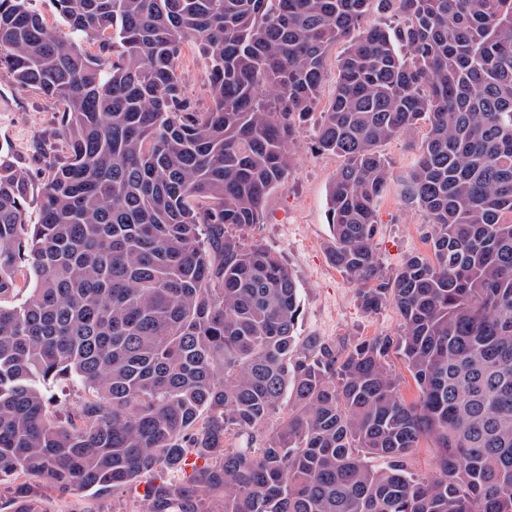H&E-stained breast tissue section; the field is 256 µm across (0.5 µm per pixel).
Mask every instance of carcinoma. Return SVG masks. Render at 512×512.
I'll use <instances>...</instances> for the list:
<instances>
[{
	"instance_id": "cac0c4a2",
	"label": "carcinoma",
	"mask_w": 512,
	"mask_h": 512,
	"mask_svg": "<svg viewBox=\"0 0 512 512\" xmlns=\"http://www.w3.org/2000/svg\"><path fill=\"white\" fill-rule=\"evenodd\" d=\"M369 2L56 0L62 38L0 0V66L59 102L67 146L38 184L0 154V486L116 497L150 474L142 512H512V0H380L400 25L362 30ZM189 42L205 110L178 74ZM309 123L344 158L330 261L398 336L298 348L292 271L232 233ZM423 123L401 195L430 253L386 276L378 147ZM59 376L82 393L63 421ZM424 438L430 483L408 465ZM0 512L38 510L21 489ZM389 364L393 373L399 378L400 389L403 397L407 401L415 400L418 389L406 368L403 358L394 353L392 354L391 359H389ZM77 399L72 384L67 378H59L46 392L48 410L57 416L75 407Z\"/></svg>"
}]
</instances>
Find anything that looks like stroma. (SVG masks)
<instances>
[{
	"label": "stroma",
	"mask_w": 512,
	"mask_h": 512,
	"mask_svg": "<svg viewBox=\"0 0 512 512\" xmlns=\"http://www.w3.org/2000/svg\"><path fill=\"white\" fill-rule=\"evenodd\" d=\"M179 73L188 96L207 107V60L198 48H185ZM60 122L58 102L19 87L0 70V151L12 155L34 181L42 180L50 158L66 154ZM292 152L294 166L287 181L269 194L263 222L243 228L239 235L244 242L271 248L293 272L301 301L298 346L312 339L347 346L361 338L399 335L398 312L389 305L365 311L356 284L327 255V190L342 158L317 149L307 132L294 142ZM377 221L374 242L386 274L395 273L408 256L427 252L425 219L401 199L398 185L384 193ZM36 498L39 512H112L108 494L41 489Z\"/></svg>",
	"instance_id": "35a3bbf8"
}]
</instances>
